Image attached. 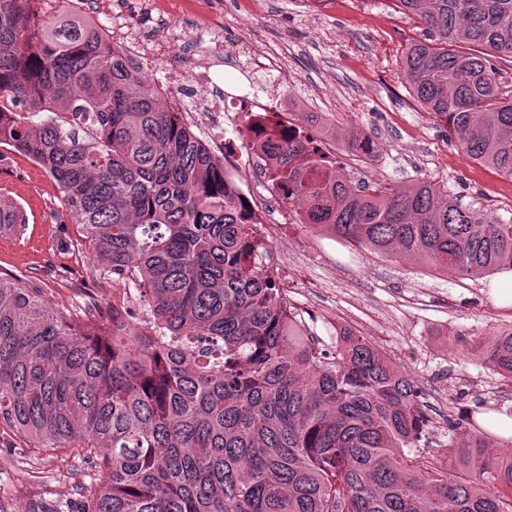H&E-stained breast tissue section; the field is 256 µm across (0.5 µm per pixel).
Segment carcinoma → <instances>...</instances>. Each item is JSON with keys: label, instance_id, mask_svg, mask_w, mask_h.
Segmentation results:
<instances>
[{"label": "carcinoma", "instance_id": "obj_1", "mask_svg": "<svg viewBox=\"0 0 512 512\" xmlns=\"http://www.w3.org/2000/svg\"><path fill=\"white\" fill-rule=\"evenodd\" d=\"M36 2L0 0V159L42 167L90 266L134 291L73 316L36 277L0 274V423L95 468L82 512H512V438L493 456L474 415L450 416L459 466L441 468L415 380L363 336L305 333L223 158L90 19ZM395 2L427 33L403 61L411 94L512 178V91L493 65L512 59V0ZM259 149L315 230L443 274L512 270V218L425 181L353 193L307 138ZM27 224L1 193L0 231ZM477 350L512 384V326Z\"/></svg>", "mask_w": 512, "mask_h": 512}]
</instances>
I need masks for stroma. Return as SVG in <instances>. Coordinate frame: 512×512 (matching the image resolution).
Wrapping results in <instances>:
<instances>
[{
    "label": "stroma",
    "instance_id": "obj_1",
    "mask_svg": "<svg viewBox=\"0 0 512 512\" xmlns=\"http://www.w3.org/2000/svg\"><path fill=\"white\" fill-rule=\"evenodd\" d=\"M122 14L160 51L135 79L169 75L185 40L208 55L214 37L241 45L244 55L279 46L296 84L279 89L288 108L314 112L339 133L358 130L378 150L351 166L349 180L403 186L426 180L464 204L512 218V179L476 164L425 112L402 77L406 52L423 38L420 18L395 0H325L311 11L301 0H208L192 17H165L139 0H99L91 19L106 31ZM0 192L17 200L29 224L24 235L0 232V272H38L58 307L76 311L86 295L111 305L125 283L74 260L81 230L62 206L56 183L36 163L10 153L0 161ZM265 257L279 275L297 281L300 317L315 340H336L331 317L363 323L378 344L426 394L433 421L480 410L486 422L512 419V387L465 357L475 336L512 325V305L499 304L496 277L437 272L422 260L389 258L303 224H280ZM94 471L67 448H32L0 424V512H81L82 490Z\"/></svg>",
    "mask_w": 512,
    "mask_h": 512
}]
</instances>
